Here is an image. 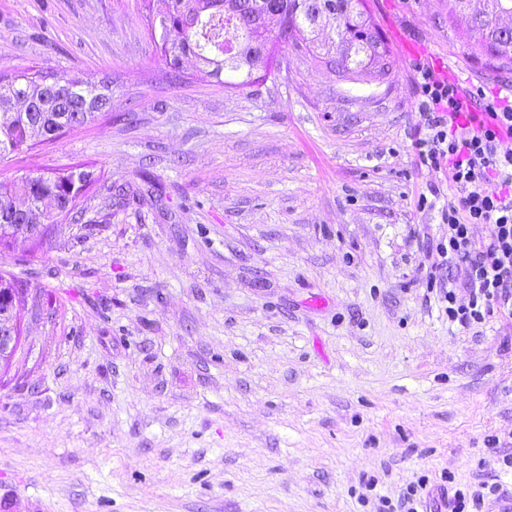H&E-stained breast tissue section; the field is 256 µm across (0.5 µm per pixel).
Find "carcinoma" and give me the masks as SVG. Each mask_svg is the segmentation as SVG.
I'll use <instances>...</instances> for the list:
<instances>
[{
    "mask_svg": "<svg viewBox=\"0 0 512 512\" xmlns=\"http://www.w3.org/2000/svg\"><path fill=\"white\" fill-rule=\"evenodd\" d=\"M152 0H142L147 30L151 37H160L158 48L168 67V75L179 78L182 57L196 56L210 68L209 75L229 88H244L261 84L271 74L253 73L262 57L252 56L253 26L246 14L224 13V0H164L165 9L153 13ZM368 0H288V14L298 18V25L275 34L277 44L311 48L314 43L313 25L320 12L336 20L338 45L336 68L346 81L370 83L383 81L390 74L391 50L377 25L366 17ZM512 13V0H486V8L470 17L467 26L479 35L483 52L512 64V33L501 27L498 18ZM34 105L31 112L16 108L20 98ZM81 103L78 127L94 122L109 100L94 85L74 88V83L61 75L54 82L35 71H21L11 77L0 75V160L20 153L36 137L49 142L63 128L73 130L67 108L68 100ZM92 191L105 192L112 200V186L98 185L93 172L78 167L53 169L20 180L0 181V248L9 249L15 236L9 225L19 223L20 211L35 216L45 200L54 202L55 213L45 215L49 224H71L83 217L81 199Z\"/></svg>",
    "mask_w": 512,
    "mask_h": 512,
    "instance_id": "cac0c4a2",
    "label": "carcinoma"
}]
</instances>
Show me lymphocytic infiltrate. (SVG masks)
I'll return each mask as SVG.
<instances>
[{
  "label": "lymphocytic infiltrate",
  "mask_w": 512,
  "mask_h": 512,
  "mask_svg": "<svg viewBox=\"0 0 512 512\" xmlns=\"http://www.w3.org/2000/svg\"><path fill=\"white\" fill-rule=\"evenodd\" d=\"M418 73L432 133L417 143V154L432 172L446 173L456 193L442 214L448 239L436 252L449 279H462L470 292L461 304L454 289H443L445 312L467 327L484 320L491 303L512 310V102L435 80L423 65ZM468 99L479 102L484 114L462 124L458 116ZM478 224L486 228L481 239L473 232Z\"/></svg>",
  "instance_id": "lymphocytic-infiltrate-1"
}]
</instances>
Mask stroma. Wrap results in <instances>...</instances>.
I'll list each match as a JSON object with an SVG mask.
<instances>
[{
	"instance_id": "obj_1",
	"label": "stroma",
	"mask_w": 512,
	"mask_h": 512,
	"mask_svg": "<svg viewBox=\"0 0 512 512\" xmlns=\"http://www.w3.org/2000/svg\"><path fill=\"white\" fill-rule=\"evenodd\" d=\"M386 12L454 82L512 86L448 0ZM315 38L232 89L191 55L171 80L137 0H0V72L112 84L0 180L78 165L127 193L0 251L45 310L21 311L25 364L0 378V489L25 512H376L422 477L512 501V315L461 327L427 284L454 195L417 205L439 180L417 62L350 83L335 20Z\"/></svg>"
}]
</instances>
